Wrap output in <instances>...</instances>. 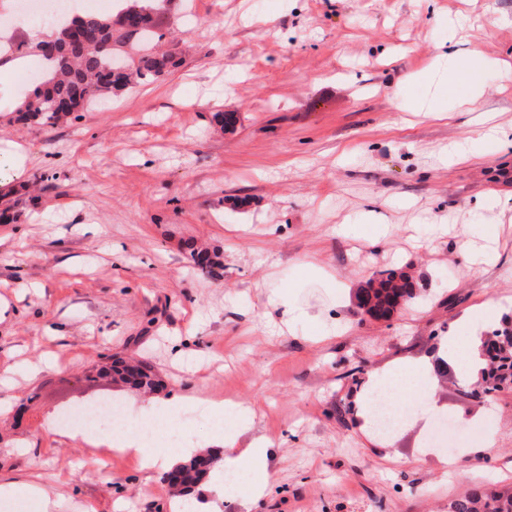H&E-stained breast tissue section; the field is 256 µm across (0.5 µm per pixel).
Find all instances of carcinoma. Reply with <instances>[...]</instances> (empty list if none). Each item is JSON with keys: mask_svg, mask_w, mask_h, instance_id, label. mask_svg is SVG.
I'll use <instances>...</instances> for the list:
<instances>
[{"mask_svg": "<svg viewBox=\"0 0 512 512\" xmlns=\"http://www.w3.org/2000/svg\"><path fill=\"white\" fill-rule=\"evenodd\" d=\"M120 14L126 22L119 26L114 25L112 16L71 17L52 39L55 53L43 55L55 63V69L34 82L15 109L13 120L53 126L73 112L99 104L114 90L154 83L164 76L174 65L173 51L145 46L132 67L119 61L122 47L136 36L148 37L155 26L153 16L138 6V0H129ZM399 297L404 306L413 303L418 297L416 283L402 271L385 269L359 290L358 307L374 319H388ZM480 353L485 361L480 379L464 381L459 391L471 399L490 400L502 388L512 386V322L481 338ZM216 457L212 451L180 462L186 469L180 493L191 494L206 479ZM448 512H512V491L496 487L474 490L450 502Z\"/></svg>", "mask_w": 512, "mask_h": 512, "instance_id": "obj_1", "label": "carcinoma"}]
</instances>
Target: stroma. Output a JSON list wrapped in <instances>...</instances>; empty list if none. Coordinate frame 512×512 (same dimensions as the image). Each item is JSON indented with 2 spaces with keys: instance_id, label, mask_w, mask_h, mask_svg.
Instances as JSON below:
<instances>
[{
  "instance_id": "1",
  "label": "stroma",
  "mask_w": 512,
  "mask_h": 512,
  "mask_svg": "<svg viewBox=\"0 0 512 512\" xmlns=\"http://www.w3.org/2000/svg\"><path fill=\"white\" fill-rule=\"evenodd\" d=\"M174 2L157 18L180 61L157 82L28 126L10 111L40 56L0 80V479L37 480L61 512H171L158 475L118 454L81 469L92 448L51 421L103 398L144 417L142 392L98 375L120 355L154 368L157 398L258 407L266 460L208 512H448L512 487V388L482 405L440 380L390 438L364 400L370 378L495 329L464 322L489 298L512 302V0ZM472 42L482 94L464 105L448 74ZM390 268L421 296L376 321L356 295ZM273 291L299 311L284 332ZM434 415L488 427L494 449L426 447ZM235 422L189 407L177 425L200 449Z\"/></svg>"
}]
</instances>
